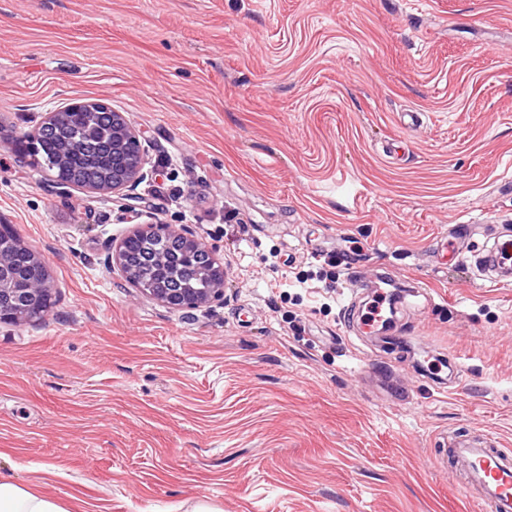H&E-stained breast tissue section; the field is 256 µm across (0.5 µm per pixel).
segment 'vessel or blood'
Wrapping results in <instances>:
<instances>
[{"label":"vessel or blood","mask_w":512,"mask_h":512,"mask_svg":"<svg viewBox=\"0 0 512 512\" xmlns=\"http://www.w3.org/2000/svg\"><path fill=\"white\" fill-rule=\"evenodd\" d=\"M472 264L487 282H501L512 274V236L500 237L493 246L473 253ZM450 454L469 471L485 512H512V454L468 442L457 443Z\"/></svg>","instance_id":"vessel-or-blood-1"}]
</instances>
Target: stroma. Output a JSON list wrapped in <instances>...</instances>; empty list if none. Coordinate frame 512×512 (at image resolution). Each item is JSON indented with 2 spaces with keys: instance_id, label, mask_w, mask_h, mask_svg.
<instances>
[{
  "instance_id": "1",
  "label": "stroma",
  "mask_w": 512,
  "mask_h": 512,
  "mask_svg": "<svg viewBox=\"0 0 512 512\" xmlns=\"http://www.w3.org/2000/svg\"><path fill=\"white\" fill-rule=\"evenodd\" d=\"M84 100L142 132L144 181L64 195L17 154ZM149 223L213 251L223 303L108 266ZM1 224L56 292L0 323L19 485L64 512H481L448 447L512 451V281L431 245L512 234V0H0ZM384 282L387 343L342 310Z\"/></svg>"
}]
</instances>
